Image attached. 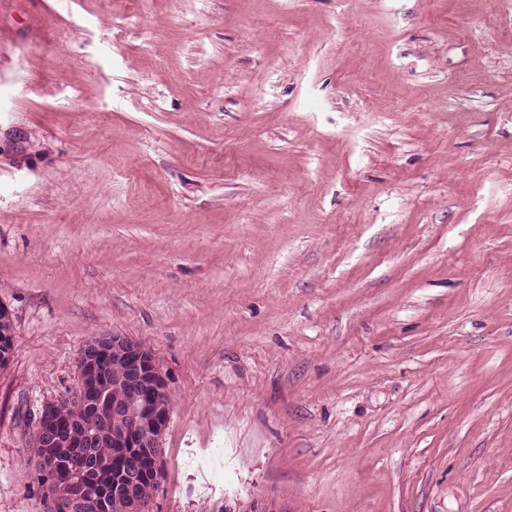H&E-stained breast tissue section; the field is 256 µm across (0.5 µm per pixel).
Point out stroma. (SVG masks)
Here are the masks:
<instances>
[{
    "mask_svg": "<svg viewBox=\"0 0 512 512\" xmlns=\"http://www.w3.org/2000/svg\"><path fill=\"white\" fill-rule=\"evenodd\" d=\"M0 305V512L104 334L148 512H512V0H0ZM14 334L9 312L0 306V368L5 367L13 354Z\"/></svg>",
    "mask_w": 512,
    "mask_h": 512,
    "instance_id": "1",
    "label": "stroma"
}]
</instances>
